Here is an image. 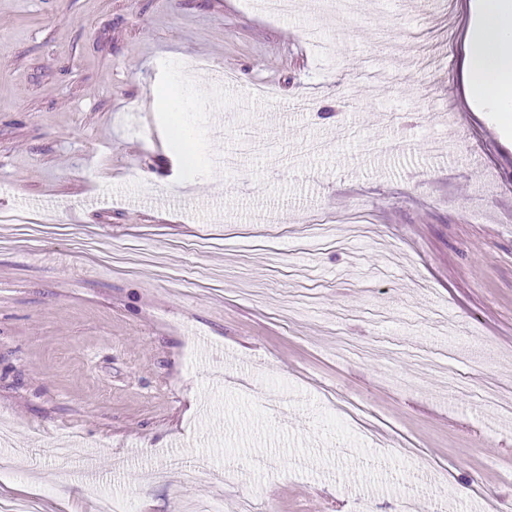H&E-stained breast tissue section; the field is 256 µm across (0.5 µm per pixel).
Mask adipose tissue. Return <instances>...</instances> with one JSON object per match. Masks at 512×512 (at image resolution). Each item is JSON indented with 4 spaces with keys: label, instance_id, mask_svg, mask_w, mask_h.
Here are the masks:
<instances>
[{
    "label": "adipose tissue",
    "instance_id": "ef3b65f1",
    "mask_svg": "<svg viewBox=\"0 0 512 512\" xmlns=\"http://www.w3.org/2000/svg\"><path fill=\"white\" fill-rule=\"evenodd\" d=\"M462 94L475 112H495L512 130V0H468Z\"/></svg>",
    "mask_w": 512,
    "mask_h": 512
}]
</instances>
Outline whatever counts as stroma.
Listing matches in <instances>:
<instances>
[{
  "label": "stroma",
  "mask_w": 512,
  "mask_h": 512,
  "mask_svg": "<svg viewBox=\"0 0 512 512\" xmlns=\"http://www.w3.org/2000/svg\"><path fill=\"white\" fill-rule=\"evenodd\" d=\"M293 3L0 0V209L48 218L0 223V501L185 512L234 464L223 512L512 508V148L462 99L466 0ZM189 56L235 82L179 112Z\"/></svg>",
  "instance_id": "35a3bbf8"
}]
</instances>
